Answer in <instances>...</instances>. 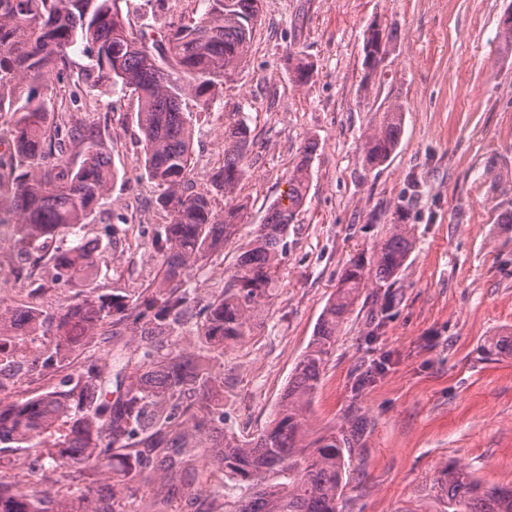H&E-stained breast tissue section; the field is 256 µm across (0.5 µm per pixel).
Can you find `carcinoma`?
<instances>
[{
  "instance_id": "cac0c4a2",
  "label": "carcinoma",
  "mask_w": 512,
  "mask_h": 512,
  "mask_svg": "<svg viewBox=\"0 0 512 512\" xmlns=\"http://www.w3.org/2000/svg\"><path fill=\"white\" fill-rule=\"evenodd\" d=\"M119 2L0 0V112H11L13 119L10 162L0 159V214H11L13 233L22 244L17 273L26 269L33 252L57 237L62 244L52 254L56 279L83 281L94 266L84 227L107 198L114 171L95 131L67 121L48 123L46 101L37 93L46 72L66 69L69 50L77 44L90 54L92 65L71 77L64 108L102 80L135 94L144 171L161 189L159 204L171 215L155 239L162 257L155 290L129 301L119 293L97 295L91 288L51 318L34 307L0 305V351L1 336L12 328L22 336H54L52 353L23 348L34 369L57 363L61 348L88 344L107 324L114 338L140 335L132 353L109 349L101 358L109 367H120L123 391L115 399L109 398L95 364L38 396L0 399V449L37 448V471L68 470L76 481L65 495L49 489L28 494L0 469V512H123L125 485L157 475L171 481L195 469L197 448L209 449V465L224 472V485L210 488L212 496L224 500V512H340L349 438L334 432L311 438L310 406L336 337L369 282L364 263L354 262L341 274L273 419L252 439L224 430L223 379L181 346L180 329L195 317L202 319L205 340L223 349L252 334L256 315L276 286L288 228L307 197L313 139L289 175L288 203L269 205L265 222L224 270L220 296L200 310L192 305L186 269L207 264L235 238L244 205L227 204L220 217L210 193L192 190L193 128L182 100L192 96L203 109L216 101L246 61L260 0H202L205 10L199 17L171 25L158 39L134 31ZM396 33L392 27L364 37L369 71L384 63L387 43ZM401 131L402 107L393 104L366 138L363 162L372 168L385 162ZM75 143L86 149L73 166L64 149ZM253 143L245 118L228 114L224 167L213 180L224 196H233L238 187ZM410 249L408 232L394 225L375 259L376 287L395 285ZM113 460L128 467L111 472L105 465ZM441 481L448 512H512V489L484 484L464 464L447 465Z\"/></svg>"
}]
</instances>
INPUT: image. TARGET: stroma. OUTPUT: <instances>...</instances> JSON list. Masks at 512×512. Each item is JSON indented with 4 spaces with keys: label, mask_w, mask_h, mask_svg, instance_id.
I'll use <instances>...</instances> for the list:
<instances>
[{
    "label": "stroma",
    "mask_w": 512,
    "mask_h": 512,
    "mask_svg": "<svg viewBox=\"0 0 512 512\" xmlns=\"http://www.w3.org/2000/svg\"><path fill=\"white\" fill-rule=\"evenodd\" d=\"M134 30L157 38L198 17L200 0H122ZM512 0H262L246 63L209 109L191 98L182 110L194 128V188L211 187L224 165V122L241 112L256 134L235 195L248 206L235 239L186 277L198 305L219 295L239 244L288 191V174L316 140L306 201L288 231L276 288L251 336L227 352L205 343L196 323L185 347L200 351L224 380V425L239 437L272 420L342 272L372 262L394 225L412 241L390 307L364 289L329 356L313 398V435L364 431L346 456L342 512H442L444 465H468L483 483L512 487V231L498 222L512 200V44L501 30ZM397 26L385 62L362 66L372 24ZM313 65L296 83L289 52ZM50 122L90 126L115 178L89 218L97 239L98 294L136 298L160 275L154 245L169 216L143 167L136 97L99 85L61 112L69 84L47 73ZM403 110V134L381 166L362 160L365 139L387 106ZM132 212L125 237L104 232L116 212ZM12 227L0 228V280L18 308L55 315L81 287L53 278L43 256L31 278H17ZM110 331L66 355L57 371L31 373L13 398L34 397L98 362ZM223 474L197 468L169 487L168 512H215L205 494Z\"/></svg>",
    "instance_id": "35a3bbf8"
}]
</instances>
